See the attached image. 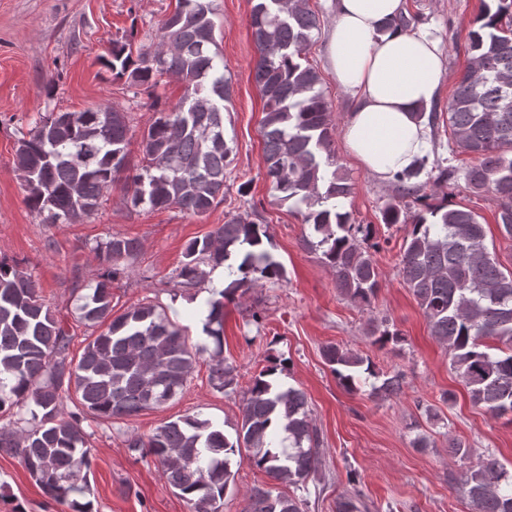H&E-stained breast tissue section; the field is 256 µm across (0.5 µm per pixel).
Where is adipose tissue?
<instances>
[{
    "mask_svg": "<svg viewBox=\"0 0 512 512\" xmlns=\"http://www.w3.org/2000/svg\"><path fill=\"white\" fill-rule=\"evenodd\" d=\"M402 8L403 0H335L327 34L332 74L355 100L345 145L383 182L423 155L429 128L417 111L438 96L445 75L438 41L385 28Z\"/></svg>",
    "mask_w": 512,
    "mask_h": 512,
    "instance_id": "1",
    "label": "adipose tissue"
}]
</instances>
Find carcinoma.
I'll list each match as a JSON object with an SVG mask.
<instances>
[{
  "instance_id": "obj_1",
  "label": "carcinoma",
  "mask_w": 512,
  "mask_h": 512,
  "mask_svg": "<svg viewBox=\"0 0 512 512\" xmlns=\"http://www.w3.org/2000/svg\"><path fill=\"white\" fill-rule=\"evenodd\" d=\"M251 2L249 27L259 52L254 79L264 98L265 178L278 201L305 206L304 223L312 226L313 238L304 243L321 252L337 291L368 306L379 287L378 272L359 236H368L370 226L354 224L350 213L338 210L351 187L336 168L335 124L319 88L320 74L303 57L320 29L319 16L308 0ZM511 13L512 0L482 4L480 17L488 21L472 32L471 64L448 101L456 146L478 158L465 172L468 188L500 201V224L510 238L512 28L502 21ZM211 15L207 0H178L156 39L137 57L124 43L112 46L107 65L129 86L155 87L170 75L185 83L179 103L159 110L143 136L145 164L130 167L125 112L106 107L39 115L15 150L32 210L47 214L53 224L78 223L94 214L104 192L117 187L134 207H176L196 217L224 200V169L232 154L224 136V102L231 91L211 52ZM428 166L438 183L455 173L429 164L427 154L397 172L383 224L410 225L401 246L404 282L473 403L497 418L512 414V271L487 251L483 224L472 211L445 203L411 214L401 208L406 198H426L418 179ZM265 237L254 213H234L189 243L177 273L183 287L205 281L219 267L231 278L203 323V332L217 344L210 380L220 389L233 383L222 357V299L286 276L264 247ZM139 249L136 239L115 236L91 247L100 272L78 310L81 320L106 329L76 361L69 358L72 336L37 294L32 276L0 259V413L30 406V417L0 426V451L20 458L45 493L71 512H92L91 502L80 499L90 469L84 416L110 420L159 407L183 391L194 368L196 357L183 330L158 305L140 303L112 316V282L132 270ZM489 339L508 350H494ZM324 358L349 391L379 377L367 357L329 346ZM275 371L271 367L253 378L234 433L186 416L158 427L146 440L130 438L128 447L154 456L193 512H220L234 478L232 462L244 451L274 480L308 491L319 463V435L304 392L279 384ZM72 389L80 408L66 418L62 401ZM460 485L473 512H512V473L494 456L463 473ZM302 502L301 496L255 488L245 512H302Z\"/></svg>"
}]
</instances>
